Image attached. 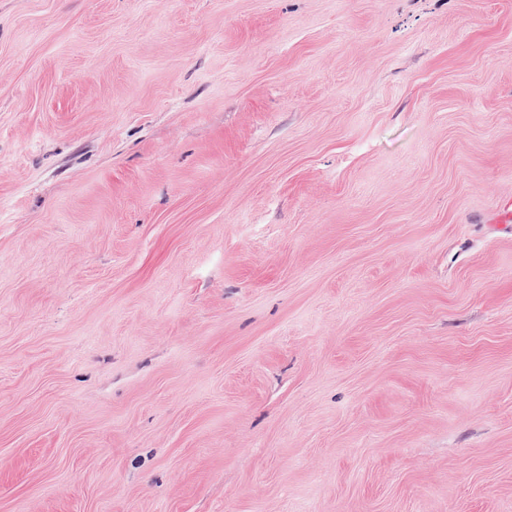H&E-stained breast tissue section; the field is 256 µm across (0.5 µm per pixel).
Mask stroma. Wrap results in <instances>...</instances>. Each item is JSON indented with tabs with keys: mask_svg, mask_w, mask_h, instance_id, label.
<instances>
[{
	"mask_svg": "<svg viewBox=\"0 0 512 512\" xmlns=\"http://www.w3.org/2000/svg\"><path fill=\"white\" fill-rule=\"evenodd\" d=\"M512 0H0V512H512Z\"/></svg>",
	"mask_w": 512,
	"mask_h": 512,
	"instance_id": "stroma-1",
	"label": "stroma"
}]
</instances>
